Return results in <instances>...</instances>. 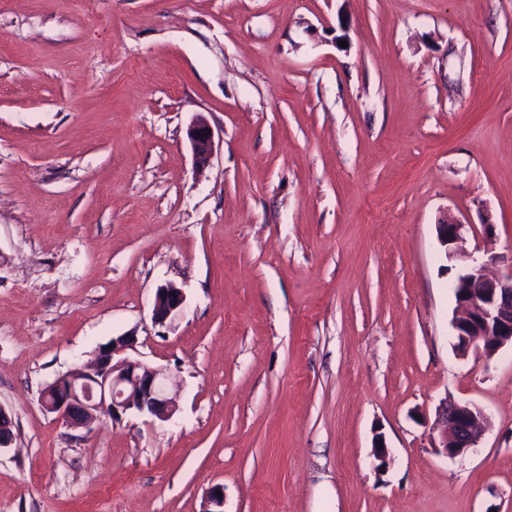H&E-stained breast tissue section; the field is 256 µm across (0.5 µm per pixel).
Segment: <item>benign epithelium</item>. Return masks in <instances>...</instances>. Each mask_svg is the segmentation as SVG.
Segmentation results:
<instances>
[{
	"label": "benign epithelium",
	"mask_w": 512,
	"mask_h": 512,
	"mask_svg": "<svg viewBox=\"0 0 512 512\" xmlns=\"http://www.w3.org/2000/svg\"><path fill=\"white\" fill-rule=\"evenodd\" d=\"M188 138L196 165L205 166L212 156L214 133L199 117L193 121ZM437 240L445 257L461 262L452 284L457 295L458 314L452 318L454 349L465 356L474 350L491 359L505 348H512V264L498 276L488 273L500 256L486 252L476 256L465 250L467 225L449 214L436 224ZM185 303L183 289L169 285L158 289L153 319L159 325L181 312ZM132 334L112 339L99 347L89 368L73 372L49 384L42 393L46 412L70 428L91 429L102 415L117 420L138 413L161 422L170 420L175 406L168 397L170 375L125 356L134 344ZM489 416L468 401H443L436 412L433 430L435 447L451 459L464 458L478 447ZM12 416L0 406V449L12 442Z\"/></svg>",
	"instance_id": "1"
}]
</instances>
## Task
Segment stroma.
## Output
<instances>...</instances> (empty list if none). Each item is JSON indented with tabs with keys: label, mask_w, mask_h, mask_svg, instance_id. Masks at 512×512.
Listing matches in <instances>:
<instances>
[{
	"label": "stroma",
	"mask_w": 512,
	"mask_h": 512,
	"mask_svg": "<svg viewBox=\"0 0 512 512\" xmlns=\"http://www.w3.org/2000/svg\"><path fill=\"white\" fill-rule=\"evenodd\" d=\"M446 212L512 255V0H0V512H512V351L453 349ZM127 333L170 421L44 410ZM447 397L492 420L462 460ZM199 133H202V136H199ZM188 138L196 165L204 167L211 158L214 147L211 126L202 117L196 118L188 130ZM185 299L182 288H177L173 285L159 288L153 308L155 323L163 325L172 315H177V313L181 312Z\"/></svg>",
	"instance_id": "35a3bbf8"
}]
</instances>
